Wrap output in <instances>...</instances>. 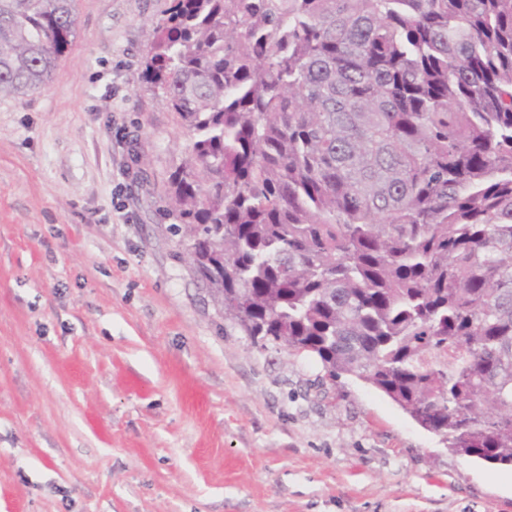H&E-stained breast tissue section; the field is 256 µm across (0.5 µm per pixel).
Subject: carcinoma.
Returning <instances> with one entry per match:
<instances>
[{
    "label": "carcinoma",
    "instance_id": "cac0c4a2",
    "mask_svg": "<svg viewBox=\"0 0 512 512\" xmlns=\"http://www.w3.org/2000/svg\"><path fill=\"white\" fill-rule=\"evenodd\" d=\"M75 26V0H0V97ZM143 66L224 316L512 465V0H170Z\"/></svg>",
    "mask_w": 512,
    "mask_h": 512
}]
</instances>
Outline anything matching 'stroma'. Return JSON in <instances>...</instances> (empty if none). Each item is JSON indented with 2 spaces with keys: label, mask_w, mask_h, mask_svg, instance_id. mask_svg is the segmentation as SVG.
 I'll return each instance as SVG.
<instances>
[{
  "label": "stroma",
  "mask_w": 512,
  "mask_h": 512,
  "mask_svg": "<svg viewBox=\"0 0 512 512\" xmlns=\"http://www.w3.org/2000/svg\"><path fill=\"white\" fill-rule=\"evenodd\" d=\"M168 4L77 0L51 79L0 98V512H512V468L225 321L166 211Z\"/></svg>",
  "instance_id": "stroma-1"
}]
</instances>
